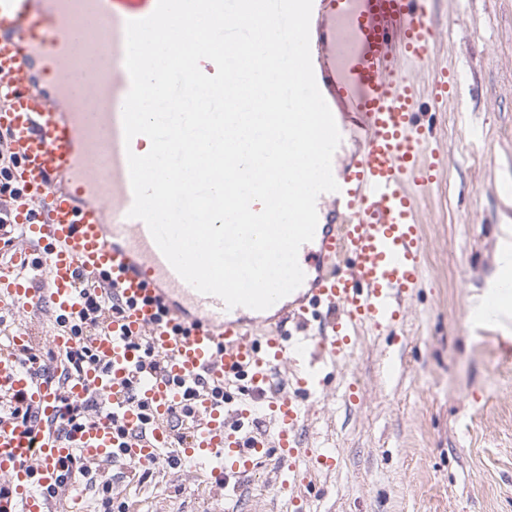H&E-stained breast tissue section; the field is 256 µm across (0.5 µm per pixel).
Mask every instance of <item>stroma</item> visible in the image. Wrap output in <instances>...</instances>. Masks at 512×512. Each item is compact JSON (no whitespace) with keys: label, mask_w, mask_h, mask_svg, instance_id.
Listing matches in <instances>:
<instances>
[{"label":"stroma","mask_w":512,"mask_h":512,"mask_svg":"<svg viewBox=\"0 0 512 512\" xmlns=\"http://www.w3.org/2000/svg\"><path fill=\"white\" fill-rule=\"evenodd\" d=\"M434 63L458 98L435 109L446 170L422 208L427 258L393 333L362 331L319 366L307 436L335 459L296 500L268 450L237 485L169 470L136 512H512V314L469 321L512 237V0H437Z\"/></svg>","instance_id":"1"}]
</instances>
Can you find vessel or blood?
<instances>
[{
	"instance_id": "b4317fda",
	"label": "vessel or blood",
	"mask_w": 512,
	"mask_h": 512,
	"mask_svg": "<svg viewBox=\"0 0 512 512\" xmlns=\"http://www.w3.org/2000/svg\"><path fill=\"white\" fill-rule=\"evenodd\" d=\"M157 0H0V131L11 134L16 157L9 178L14 262L0 265V296L18 317L46 308L67 327L52 338L66 350L69 330L85 306L80 287L105 283L120 318L95 333L98 364L65 387L41 380L39 364L0 361V389L18 395L34 416L29 427L0 424V475L12 498L0 512H48L47 492L68 484L62 467L72 449L87 461L122 458L145 465L169 447L173 413L192 398L199 420L179 451L183 465L206 464L217 480L245 476L263 449L279 454L278 488L291 496L300 484L298 457L315 468L335 460L302 448L298 428L317 363L344 354L363 328L399 324L401 306L421 281L425 241L420 219L446 160L434 129L422 118V92L410 67H429L437 41L430 0H313L311 57L317 85L352 161L333 167L339 211L319 210L312 241L298 262L305 274L274 317L254 335L249 308L226 309L199 293L172 268L146 224L128 218L133 204L123 129L131 80L125 67L127 21L150 15ZM456 71H435L430 95L447 101ZM39 264L45 285L32 287L14 263ZM327 312L323 333L310 317ZM294 330H286V323ZM145 336L164 361L141 379L139 403L125 402L136 354L128 337ZM282 365L302 369L294 391L276 393ZM243 382L234 410L213 389ZM109 395L119 407L97 426L59 434L63 399ZM147 403L156 421L146 425ZM275 422L270 434L245 436L255 403Z\"/></svg>"
}]
</instances>
